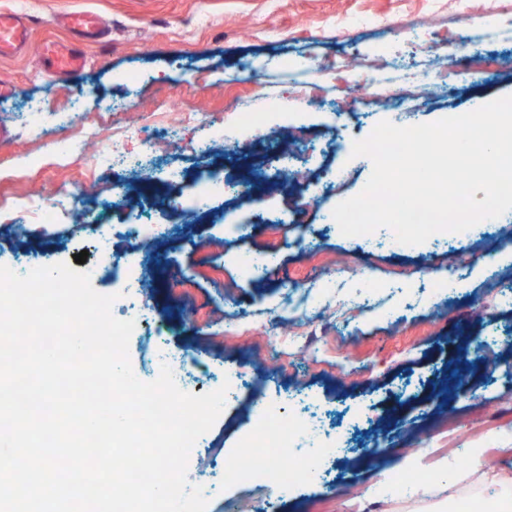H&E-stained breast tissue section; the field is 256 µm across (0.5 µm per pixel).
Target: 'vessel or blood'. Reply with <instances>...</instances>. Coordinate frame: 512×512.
<instances>
[{
    "label": "vessel or blood",
    "instance_id": "obj_1",
    "mask_svg": "<svg viewBox=\"0 0 512 512\" xmlns=\"http://www.w3.org/2000/svg\"><path fill=\"white\" fill-rule=\"evenodd\" d=\"M62 20L77 38L74 47H61L53 43L44 44L39 57L48 71L70 76L80 72L86 58L82 45L97 42L103 34L99 16L90 11H74L63 15ZM30 44V26L26 14L0 11V58L10 57L26 50Z\"/></svg>",
    "mask_w": 512,
    "mask_h": 512
}]
</instances>
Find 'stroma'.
<instances>
[{
	"label": "stroma",
	"mask_w": 512,
	"mask_h": 512,
	"mask_svg": "<svg viewBox=\"0 0 512 512\" xmlns=\"http://www.w3.org/2000/svg\"><path fill=\"white\" fill-rule=\"evenodd\" d=\"M487 0H0L1 10L26 13V52L0 59V265L84 263L102 294L142 293L152 323L129 341L141 381H152L154 352L184 357L200 392L218 389L224 370L248 377L226 402L189 457L187 475L210 486L207 512H459L461 502L512 485V210L463 233L419 245L397 242L381 228L371 240H348L329 220L337 201L365 187L373 163L348 145L383 120L413 125L470 112L512 96V10L492 29L468 24ZM92 11L102 38L85 46L87 64L74 76L44 72L43 43L74 44L55 22ZM400 77L390 98L352 97L364 73L384 65ZM446 86L434 95L431 76ZM180 96L189 107L224 121L225 140L207 141L168 114L169 138L152 147L119 142L124 160L104 172L98 149L83 138L77 159L60 162L43 143L58 131L91 128L102 102L120 104L114 128ZM238 98L267 115L243 133L225 105ZM43 109L31 126L27 109ZM271 126L294 137V170L306 183L253 204L277 150ZM26 167H19V157ZM222 171L232 189L204 213L161 206L163 172L179 173L192 195L201 174ZM64 185L86 191L82 209L56 224L32 223L21 204ZM312 198L301 208L300 195ZM130 224L159 229L154 251L127 232ZM112 230V260L92 248L97 226ZM277 250L261 278L249 258ZM465 268L442 288L434 271L450 252ZM303 287L314 324L307 356L288 331L269 324L294 320L291 285ZM372 285L367 306L337 312L342 295ZM317 416L340 451L324 455L318 477L276 492L259 482L230 481L215 469L234 455L253 426L256 405ZM423 473L409 492L383 493L390 471Z\"/></svg>",
	"instance_id": "35a3bbf8"
}]
</instances>
